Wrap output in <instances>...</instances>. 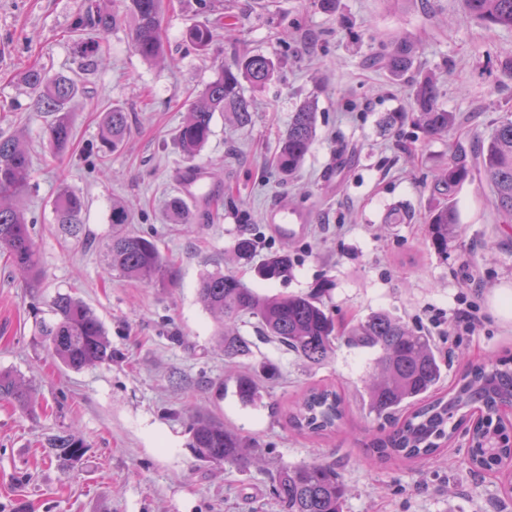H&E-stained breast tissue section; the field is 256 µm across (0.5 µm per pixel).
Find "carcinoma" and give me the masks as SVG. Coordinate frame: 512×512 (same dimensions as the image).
<instances>
[{"instance_id": "carcinoma-1", "label": "carcinoma", "mask_w": 512, "mask_h": 512, "mask_svg": "<svg viewBox=\"0 0 512 512\" xmlns=\"http://www.w3.org/2000/svg\"><path fill=\"white\" fill-rule=\"evenodd\" d=\"M123 14L87 11L75 26L78 36L91 28L97 39L82 44L80 67L93 64V57L105 36L121 16L132 19L131 44L146 62L156 63L165 54L162 37L163 0H120ZM466 14L487 29L512 28V0H463ZM186 43L206 52L215 40L214 28L195 22L185 31ZM417 54L407 38L390 41L383 55V66L396 78L405 77ZM275 75L273 61L263 54L235 56L222 65L217 77L193 99L178 129L177 141L183 155L191 160L208 142L215 113L229 112L241 124L252 119V100L242 89V81L261 88ZM31 90L33 107L51 116L47 127L50 148L61 154L72 137L69 106L81 87L67 76L49 75L40 68L24 72ZM416 123L431 136H443L454 129L458 119L438 105L435 81L427 77L415 84ZM132 117L121 105H114L102 120V156L121 149L130 135ZM314 105L302 103L292 113L288 129L276 155L279 171L291 175L303 162L314 140ZM477 169L490 185L498 212L512 224V118L499 122L486 144L465 146L457 141L448 154V165L435 175L433 195L437 202L425 221L432 234V245L448 252L450 231L458 223L455 194ZM32 166L29 152L14 135L0 134V254L9 266L26 277L32 288L41 276L37 245L31 233L32 221L19 206L29 190ZM85 201L60 183L53 200L58 229L72 237L82 229ZM167 218L173 224H186L183 199L169 198ZM130 216L122 206L112 207V236L106 244L105 262L119 276L144 286L165 287L177 277L175 265L165 257L151 236L126 232ZM292 261L288 253L267 256L257 267L258 277L274 281L288 277ZM197 300L221 319L218 337L224 358L234 360L252 352V341L242 336L238 323L248 316L256 320L257 332L272 338L303 361L320 365L336 350V324L325 307L311 295L269 296L247 287L233 274L208 273L200 278ZM51 318L35 325L38 336L51 356L71 370L112 361V344L105 327L93 310L68 293L56 294L50 302ZM344 343L372 352L374 370L365 381L364 392L370 412L378 418L395 421L393 428L371 441V448L384 459L415 460L438 453L441 444L453 438L457 428L469 427V456L478 471L499 472L512 459V422L505 420L512 410V357L490 365H469L452 382L448 394L435 396L442 378V364L432 337L409 327L380 311L354 324ZM277 367L267 363L251 374L229 377L236 396L244 406H254L261 398L262 382L277 377ZM26 409L31 404V388L19 376L0 371V401ZM345 399L336 390L322 387L307 393L290 412L288 422L295 429L311 433L330 432L343 420ZM189 448L205 462L227 464L241 471L255 465L259 443L224 427V420L197 415L190 425ZM48 452L66 473L80 464L85 454L83 440L67 432L47 440ZM270 493L282 512H343L347 488L336 465L319 461L283 466L271 477Z\"/></svg>"}]
</instances>
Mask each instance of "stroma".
Returning <instances> with one entry per match:
<instances>
[{
    "label": "stroma",
    "instance_id": "1",
    "mask_svg": "<svg viewBox=\"0 0 512 512\" xmlns=\"http://www.w3.org/2000/svg\"><path fill=\"white\" fill-rule=\"evenodd\" d=\"M91 4L108 10L112 0H0V131L20 136L31 154L33 188L21 205L35 221L42 270L40 287L29 288L0 259V371L33 390L30 410L0 401V512H279L271 472L311 460L336 464L348 489L344 512H512V482L474 470L464 434L411 465L376 457L370 440L382 423L363 389L372 353L340 342L331 359L311 366L258 338L248 319L240 333L253 339L252 352L228 361L216 319L196 301L201 276L223 272L269 295L318 293L341 327L389 312L434 337L445 386L464 362L512 355V318L494 306L512 291V224L503 223L486 181L474 174L461 185L447 253L435 251L425 222L449 144L488 138L512 115V88L498 84L501 61L512 57V29H485L461 0H337L332 14L314 0H171L162 62H144L121 24L96 67L82 72L72 30ZM197 21L216 32L204 54L184 41ZM395 34L417 43L406 80L367 63ZM243 52L264 54L277 67L265 87L244 88L255 103L252 123L215 115L208 143L187 162L176 135L193 94ZM32 66L79 74L85 87L63 154L50 151L48 118L33 111L22 81ZM427 76L440 106L459 118L451 134L430 136L412 123V83ZM308 100L316 105V136L288 176L274 154ZM115 104L135 119L124 150L102 161L103 114ZM396 112L403 120L386 125ZM191 167L208 172L216 203L195 210L191 223H169L163 205ZM62 182L86 202L76 240L56 230L52 202ZM116 202L128 210L131 230L153 236L174 260L176 284L146 287L107 270ZM276 210L296 213L302 231L276 234ZM244 236L255 238L261 258L288 250L289 277L262 282L253 263L235 254ZM60 292L103 322L111 362L66 370L35 341L36 320ZM463 297L476 305L480 326L456 347L448 339ZM269 361L279 374L264 383L258 405L241 406L225 392L227 375ZM315 386L335 388L347 408L335 432L308 437L286 425L285 413ZM194 411L258 440L260 466L240 472L197 460L187 446ZM61 431L87 445L67 474L42 448Z\"/></svg>",
    "mask_w": 512,
    "mask_h": 512
}]
</instances>
